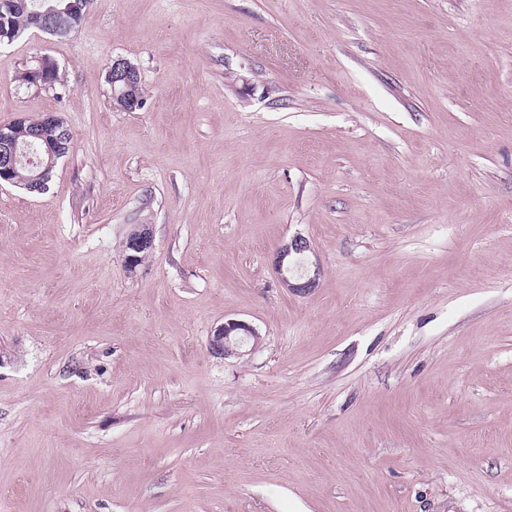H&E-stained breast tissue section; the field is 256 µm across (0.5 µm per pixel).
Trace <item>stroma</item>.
Here are the masks:
<instances>
[{"label":"stroma","mask_w":512,"mask_h":512,"mask_svg":"<svg viewBox=\"0 0 512 512\" xmlns=\"http://www.w3.org/2000/svg\"><path fill=\"white\" fill-rule=\"evenodd\" d=\"M48 112L47 190L0 186V512H512V0H91L0 44V126ZM112 101L127 112L141 107V78L137 68L123 58L112 59ZM153 248V237L149 227L141 225L134 229L124 244V264L129 272H133ZM312 252L308 240L296 235L273 254V267L281 284L296 295L308 294L319 283L322 269L317 260L308 261V253ZM260 335L249 324L229 319L217 327L210 339V347L213 351L222 353L224 357L242 355L240 350L245 344L252 342L251 350L260 343Z\"/></svg>","instance_id":"35a3bbf8"}]
</instances>
